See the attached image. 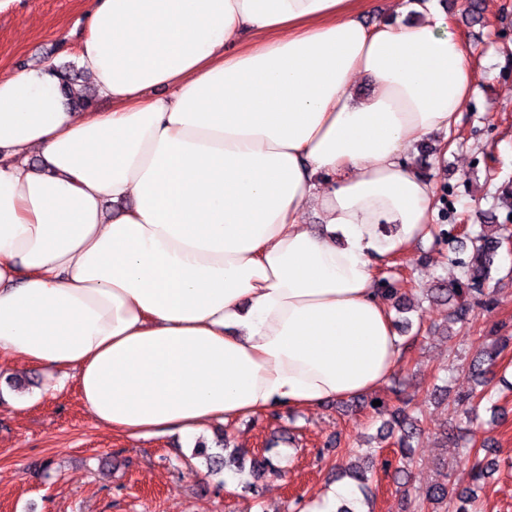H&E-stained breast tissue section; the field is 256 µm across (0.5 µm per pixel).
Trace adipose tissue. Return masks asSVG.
<instances>
[{"label":"adipose tissue","instance_id":"ef3b65f1","mask_svg":"<svg viewBox=\"0 0 512 512\" xmlns=\"http://www.w3.org/2000/svg\"><path fill=\"white\" fill-rule=\"evenodd\" d=\"M363 4L97 0L78 62L111 111L47 63L0 79V358L132 437L381 388L374 265L435 211L402 149L446 144L472 73L435 0ZM410 0L405 4L403 0H370L368 8L364 12V17L367 21H375L377 19L385 18L389 21H400L408 23L414 19L413 12L399 11L395 8L401 5H407ZM54 69L59 79V89L66 97L68 103H73L74 106L89 107L95 95L91 92L90 88L84 85H78L77 78L78 72L74 66L70 64L54 65Z\"/></svg>","mask_w":512,"mask_h":512}]
</instances>
